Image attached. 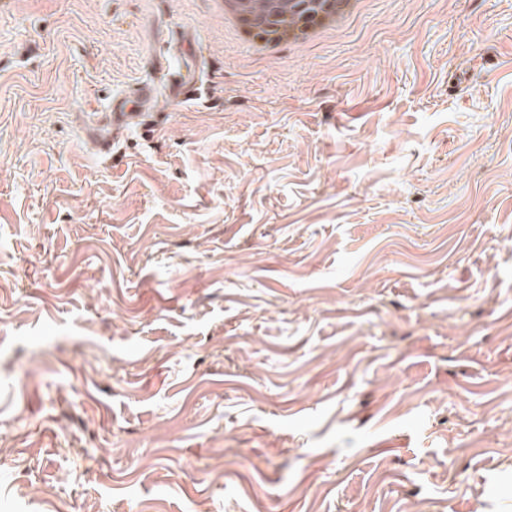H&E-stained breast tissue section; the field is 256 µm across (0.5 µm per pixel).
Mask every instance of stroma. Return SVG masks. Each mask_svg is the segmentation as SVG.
<instances>
[{
    "label": "stroma",
    "mask_w": 512,
    "mask_h": 512,
    "mask_svg": "<svg viewBox=\"0 0 512 512\" xmlns=\"http://www.w3.org/2000/svg\"><path fill=\"white\" fill-rule=\"evenodd\" d=\"M143 81L164 125L95 153ZM74 498L512 512V0L274 55L210 0H0V512ZM162 69L167 70L170 83V97L177 103L183 104L196 101L201 97L200 69L197 65L188 68H171L158 61Z\"/></svg>",
    "instance_id": "1"
}]
</instances>
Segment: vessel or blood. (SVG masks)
<instances>
[{"instance_id": "obj_1", "label": "vessel or blood", "mask_w": 512, "mask_h": 512, "mask_svg": "<svg viewBox=\"0 0 512 512\" xmlns=\"http://www.w3.org/2000/svg\"><path fill=\"white\" fill-rule=\"evenodd\" d=\"M168 75L172 100L183 104L200 99L199 67L172 68ZM155 95L154 87L149 84L114 94L107 112L87 128L86 136L92 148L103 155L111 154L119 135L133 127L146 128V111Z\"/></svg>"}]
</instances>
